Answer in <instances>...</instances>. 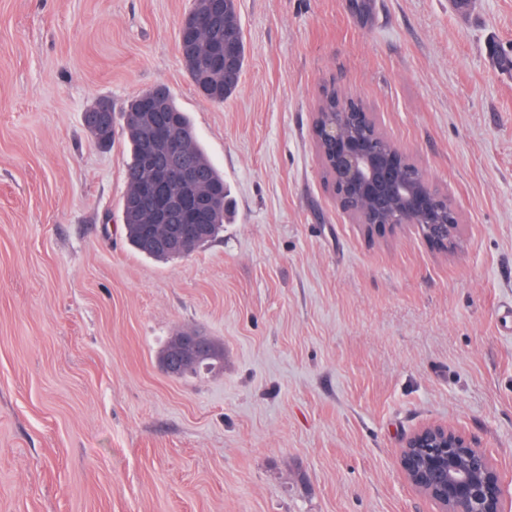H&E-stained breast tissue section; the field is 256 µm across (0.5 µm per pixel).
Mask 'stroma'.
Listing matches in <instances>:
<instances>
[{
    "label": "stroma",
    "mask_w": 512,
    "mask_h": 512,
    "mask_svg": "<svg viewBox=\"0 0 512 512\" xmlns=\"http://www.w3.org/2000/svg\"><path fill=\"white\" fill-rule=\"evenodd\" d=\"M237 0L218 105L178 29L193 0H0V512H439L399 467L465 433L512 512V0ZM165 86L228 187L224 230L157 261L127 244L124 134L84 114ZM361 101L446 196L456 245L368 239L328 187L324 93ZM194 329L215 368L159 355Z\"/></svg>",
    "instance_id": "1"
}]
</instances>
